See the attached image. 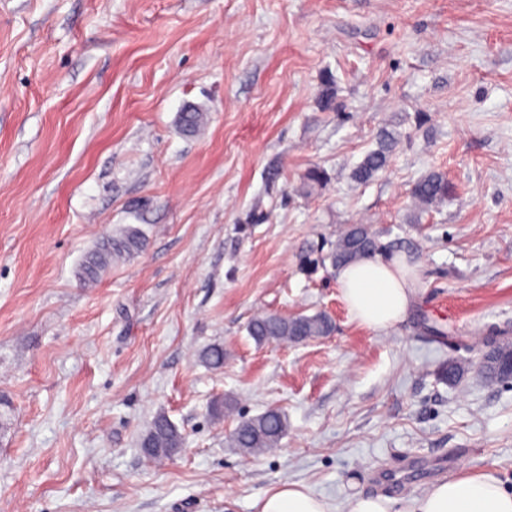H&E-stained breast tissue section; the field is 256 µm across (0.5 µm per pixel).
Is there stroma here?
<instances>
[{"mask_svg":"<svg viewBox=\"0 0 512 512\" xmlns=\"http://www.w3.org/2000/svg\"><path fill=\"white\" fill-rule=\"evenodd\" d=\"M383 129L388 167L354 183ZM314 167L328 182L302 194ZM432 171L454 192L410 223ZM356 223L414 268L386 329L298 264ZM127 226L146 250L84 283ZM261 312L336 329L259 344ZM505 338L512 0H0V512H260L293 482L399 501L465 469L512 491V383L475 369ZM270 408L280 448L243 457L231 432ZM159 414L184 446L156 462L137 441ZM403 468L422 477L402 491Z\"/></svg>","mask_w":512,"mask_h":512,"instance_id":"stroma-1","label":"stroma"}]
</instances>
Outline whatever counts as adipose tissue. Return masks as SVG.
Segmentation results:
<instances>
[{"label": "adipose tissue", "instance_id": "ef3b65f1", "mask_svg": "<svg viewBox=\"0 0 512 512\" xmlns=\"http://www.w3.org/2000/svg\"><path fill=\"white\" fill-rule=\"evenodd\" d=\"M336 282L349 313L361 324L384 329L406 314L415 291L395 262L364 260L338 268ZM260 512H332L306 487L285 484L266 494ZM402 512H512V492L488 472H467L434 484Z\"/></svg>", "mask_w": 512, "mask_h": 512}]
</instances>
